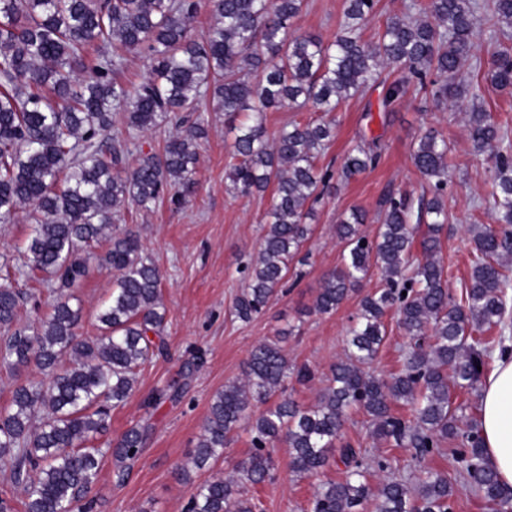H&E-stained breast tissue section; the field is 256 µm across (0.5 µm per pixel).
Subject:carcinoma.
<instances>
[{
    "instance_id": "carcinoma-1",
    "label": "carcinoma",
    "mask_w": 512,
    "mask_h": 512,
    "mask_svg": "<svg viewBox=\"0 0 512 512\" xmlns=\"http://www.w3.org/2000/svg\"><path fill=\"white\" fill-rule=\"evenodd\" d=\"M201 0H0V219L21 205L34 206L25 269L48 272L61 290L50 313L36 327L18 325L24 296L10 287L8 263L0 285V363L11 373L34 363L48 377L19 383L11 404L0 411V462L23 485L24 512H91L81 503L96 482L105 452L87 445L108 427L110 412L133 393L139 368L167 352L166 311L161 274L146 253L138 231L114 229L121 208L148 209L166 194L179 203L191 196L197 148L206 137L195 111L210 95L224 121L235 126L236 162L229 165L226 189L248 196L273 187V202L258 257L244 266L246 288L234 315L249 321L284 286L289 263L299 258L313 234L307 223L313 206L334 182L348 181L374 166L378 146H357L337 169L317 160L334 138L335 123H293L268 139L263 114L285 105L307 104L334 112L342 101L368 88L382 87L387 108L409 87L440 105L456 106L479 97V84H462L463 63L474 56L476 26H489L491 67L487 77L499 88L512 87V0H410L404 16H391L367 43L364 27L376 14L377 0H347L334 40L290 33L303 0H207L214 23L194 39L191 22ZM97 43V61L86 47ZM143 47L149 77L126 85L116 79L122 51ZM128 129L149 131L173 124L160 153L125 165L121 141L105 137L114 112ZM242 112L253 123L235 125ZM475 151L489 153L487 202L491 220L475 236L476 256L465 295L448 291L445 268L437 258L448 212V144L431 132L414 143L412 159L427 179L429 196L419 200L417 220L426 231L415 236L411 206L401 195L385 201L373 235L361 230L365 214L354 209L340 217L335 234L344 245L343 264L326 274L310 312H335L360 286L370 268L382 272V287L360 300L349 339L316 402L288 397V381L311 382L314 372L289 362L287 333L256 345L245 382L217 392L191 457L201 470L224 455L232 435L245 428L252 451L235 476L200 483L185 512H255L241 489L273 476L271 448L288 449L297 476H314L330 462L342 463L345 477L316 489L310 512H356L376 500V512H451L448 476L427 471L411 483L368 482L365 452L342 441L347 411L361 408L371 437L411 448L424 459L448 453L457 474L472 484L488 512H512V490L502 486L484 457L477 420L460 427L470 405L455 404L454 390L474 392L490 370L494 350H505L506 302L512 288V140L508 127L491 113H467ZM105 262L116 274L112 296L97 312L101 335L77 336L80 309L63 290L88 272V248L103 238ZM424 259L414 266V250ZM393 310L411 340L401 370L389 376L369 371L386 337L383 318ZM278 397L268 405L272 397ZM410 415L392 409L396 401ZM266 408L254 415L251 407ZM148 426L127 430L109 449L126 470L140 455ZM456 446L443 448L447 442Z\"/></svg>"
}]
</instances>
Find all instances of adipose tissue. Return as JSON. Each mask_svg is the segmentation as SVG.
<instances>
[{
    "instance_id": "adipose-tissue-1",
    "label": "adipose tissue",
    "mask_w": 512,
    "mask_h": 512,
    "mask_svg": "<svg viewBox=\"0 0 512 512\" xmlns=\"http://www.w3.org/2000/svg\"><path fill=\"white\" fill-rule=\"evenodd\" d=\"M480 424L485 460L512 489V356L497 360L483 382Z\"/></svg>"
}]
</instances>
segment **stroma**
<instances>
[{
  "label": "stroma",
  "mask_w": 512,
  "mask_h": 512,
  "mask_svg": "<svg viewBox=\"0 0 512 512\" xmlns=\"http://www.w3.org/2000/svg\"><path fill=\"white\" fill-rule=\"evenodd\" d=\"M344 9L345 0H304L293 27L298 33L331 40ZM463 74L466 81L479 82L483 109L498 122L512 125V90L496 88L483 71L468 67ZM467 109L464 102L451 109L438 107L431 98L413 89L388 112L382 111L379 92L374 88L343 101L332 114L336 138L321 156L320 165H340L354 147L371 144L378 147L379 162L374 169L338 184L334 192L315 205L314 234L304 246L309 255L307 264L290 262L288 282L282 292L269 301L261 314L244 322L233 314L234 302L243 289L238 269L259 250L272 195L265 192L241 197L226 191L225 170L232 161L235 133L225 125L223 113L214 111L211 97L200 99L198 113L206 123L208 135L198 147L193 194L181 204L166 197L147 210L123 208L115 222L119 228H139L145 250L160 269L169 354L140 368L133 394L123 406L113 409L108 431L92 441L93 446L105 448L131 427L149 428L146 443L125 480L117 478L119 462L112 456L104 457L91 491L94 512H183L199 483L229 474L249 456L250 436L241 431L215 463L187 474L181 471L198 441L214 394L227 382L243 378L249 354L259 342L290 329L285 343L289 360L310 366L319 377L329 374L344 352L350 319L362 296L381 286L378 270H371L360 290L350 294L336 312L311 313L325 274L342 261L343 246L336 240V221L352 209L362 210L366 214L362 229L370 234L377 227L387 195L405 192L418 198L425 179L414 166L411 154L417 137L429 129L447 139L454 162L449 172L448 222L441 236L440 258L449 291L457 297L462 295L470 279L474 236L491 223L481 200L490 190L492 162L472 146ZM112 131L124 137L126 161L130 164L140 154L161 151L171 133L167 126L130 132L119 117L115 118ZM31 224L26 208L18 209L11 222L0 223L1 257L17 265L23 263ZM106 250L103 243L94 247L88 275L70 290L72 307L81 311L76 333L85 338L98 336L96 311L112 293L114 274L102 261ZM13 286L27 294L18 313L20 324L37 325L51 309L49 283L20 279ZM384 324L385 342L370 370L387 376L401 369L408 338L395 313H387ZM199 352L204 355L203 364L188 369V362ZM167 387L183 388V397L149 406L154 393ZM344 436L365 449L370 458L391 459L389 473L371 471V484H378L388 474L412 480L421 469H432L447 474L453 486L452 512H486L473 486L458 476L450 456L436 454L419 462L410 449L375 441L368 417L360 409L350 410ZM273 457V479L245 491L259 512H308L320 483L344 477L342 468L332 465L316 476L299 478L288 468L285 448H276Z\"/></svg>",
  "instance_id": "obj_1"
}]
</instances>
